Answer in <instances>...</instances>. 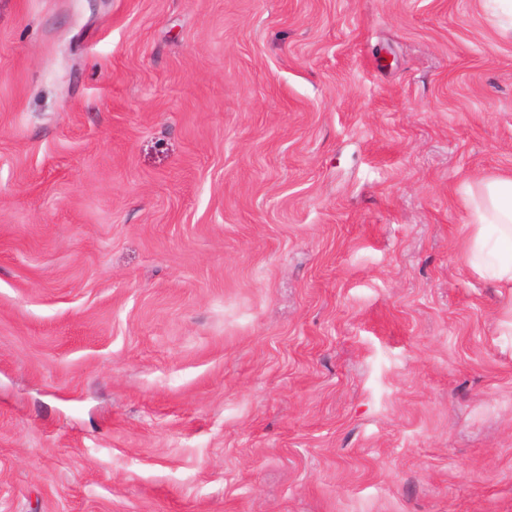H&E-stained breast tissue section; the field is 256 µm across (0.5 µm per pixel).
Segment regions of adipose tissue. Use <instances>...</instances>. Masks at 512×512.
<instances>
[{"mask_svg": "<svg viewBox=\"0 0 512 512\" xmlns=\"http://www.w3.org/2000/svg\"><path fill=\"white\" fill-rule=\"evenodd\" d=\"M464 206L474 224L462 258L481 277L504 289L502 307L512 317V175L472 179Z\"/></svg>", "mask_w": 512, "mask_h": 512, "instance_id": "ef3b65f1", "label": "adipose tissue"}]
</instances>
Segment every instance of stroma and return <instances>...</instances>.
<instances>
[{"label": "stroma", "mask_w": 512, "mask_h": 512, "mask_svg": "<svg viewBox=\"0 0 512 512\" xmlns=\"http://www.w3.org/2000/svg\"><path fill=\"white\" fill-rule=\"evenodd\" d=\"M510 173L480 0H0V512H512ZM465 208L474 224L462 258L481 277L505 288L503 311L512 317V175L471 179Z\"/></svg>", "instance_id": "obj_1"}]
</instances>
